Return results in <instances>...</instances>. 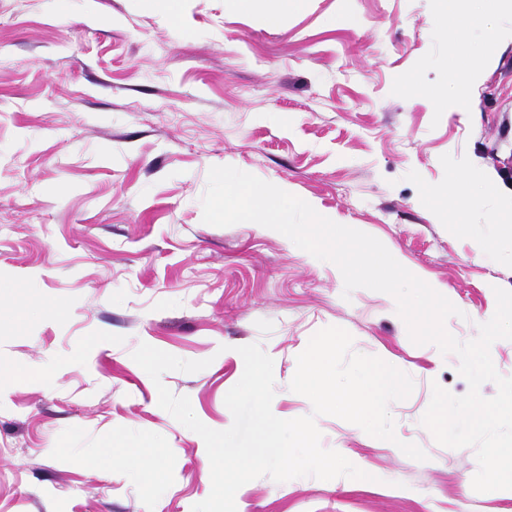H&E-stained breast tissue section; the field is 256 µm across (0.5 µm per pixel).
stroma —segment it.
Segmentation results:
<instances>
[{
	"mask_svg": "<svg viewBox=\"0 0 512 512\" xmlns=\"http://www.w3.org/2000/svg\"><path fill=\"white\" fill-rule=\"evenodd\" d=\"M273 5L0 0V512H191L211 491L206 447L158 385L228 428L238 349L256 343L279 418L312 414L289 384L330 326L413 379L389 412L427 458L321 415L322 447L372 482L262 476L237 512H512V490H474L473 448L421 423L433 385L468 390L455 354L412 343L392 296L345 292L333 263L258 224H206L201 204L214 166L287 188L398 253L459 308L447 331L475 339L495 288L512 291V17L457 45L439 0H306L270 28ZM458 79L463 111L438 100ZM143 342L207 366L154 383L131 357ZM115 447L133 453L116 464Z\"/></svg>",
	"mask_w": 512,
	"mask_h": 512,
	"instance_id": "1",
	"label": "stroma"
}]
</instances>
